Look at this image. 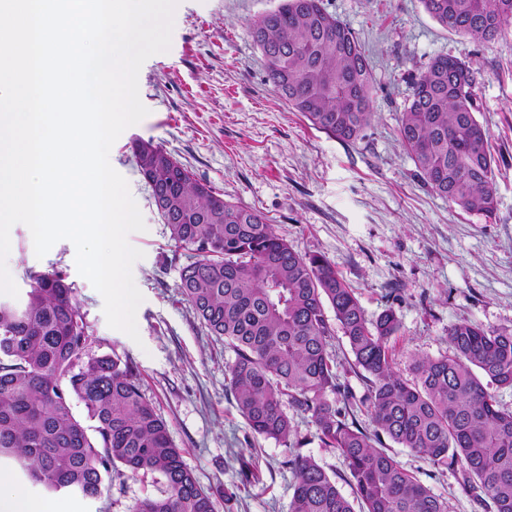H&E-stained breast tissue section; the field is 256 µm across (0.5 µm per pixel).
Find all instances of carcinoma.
<instances>
[{
  "mask_svg": "<svg viewBox=\"0 0 512 512\" xmlns=\"http://www.w3.org/2000/svg\"><path fill=\"white\" fill-rule=\"evenodd\" d=\"M441 26L487 43L508 41L512 0H421ZM274 91L317 130L359 137L374 116V73L351 29L321 0H283L250 25ZM472 68L437 56L415 77L398 137L423 184L461 208L496 209V160L473 112ZM139 173L178 249L196 260L181 270L193 314L233 348L227 387L249 428L285 447L295 476L289 512H449L448 500L407 473L382 437L436 467L461 465L463 487L486 512H512V410L491 386L512 388V330L463 321L448 332L452 355L417 358L416 379L392 367L389 339L400 321L365 311L336 267L302 255L258 210L224 199L193 179L162 146L136 140ZM18 303L0 301V458L49 494L97 499L112 480L141 471L163 490L128 512H212V493L184 464L134 366L85 355L88 327L62 272H29ZM332 308L355 365L368 377V429L326 399L341 392L329 351ZM80 402L78 414L73 401ZM311 417L318 438L344 459L349 500L301 441L284 405Z\"/></svg>",
  "mask_w": 512,
  "mask_h": 512,
  "instance_id": "cac0c4a2",
  "label": "carcinoma"
}]
</instances>
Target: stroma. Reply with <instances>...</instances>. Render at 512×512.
<instances>
[{"label": "stroma", "instance_id": "stroma-1", "mask_svg": "<svg viewBox=\"0 0 512 512\" xmlns=\"http://www.w3.org/2000/svg\"><path fill=\"white\" fill-rule=\"evenodd\" d=\"M280 2L178 0L169 51L139 71L148 114L111 148V165L127 180L146 225L128 237L143 253L132 267L143 295L139 340L108 326L100 293L77 271L72 242L58 241L39 258L27 227L17 224L6 260L22 291L27 272L62 271L88 325L87 354L132 362L184 463L212 491L214 512H288L294 474L283 464V446L252 433L225 391L235 354L200 324L182 295L180 273L195 256L170 242L137 170L134 140L163 146L194 179L262 212L298 253L324 255L368 319L392 309L401 327L389 347L402 378L413 379L414 357L449 354L448 332L458 322L512 330V47L442 27L421 0H323L352 29L375 77L372 121L356 140L342 142L292 111L267 80L248 28ZM438 55L459 58L475 73L473 112L489 131L497 164L490 217L433 194L398 140L412 83ZM331 351L356 420L369 426L368 386L343 335L334 336ZM293 425L301 454L351 495L342 457L323 447L310 416L294 415ZM385 450L447 499L450 512H484L463 490L461 466L434 467L391 441ZM244 464L256 473L247 483L239 476ZM161 488L157 475L142 472L114 479L100 499L61 495L57 502L64 512H126Z\"/></svg>", "mask_w": 512, "mask_h": 512}]
</instances>
